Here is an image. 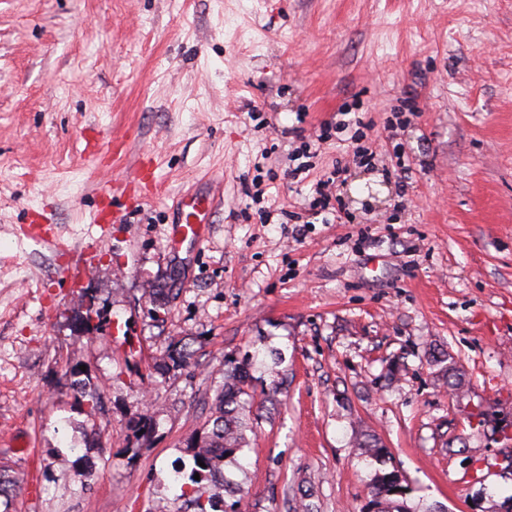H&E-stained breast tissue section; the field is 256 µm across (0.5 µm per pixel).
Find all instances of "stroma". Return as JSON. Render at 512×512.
I'll return each instance as SVG.
<instances>
[{"mask_svg": "<svg viewBox=\"0 0 512 512\" xmlns=\"http://www.w3.org/2000/svg\"><path fill=\"white\" fill-rule=\"evenodd\" d=\"M357 105L375 166L323 123ZM415 114H406L407 105ZM123 155L106 156L109 138ZM315 141L295 182L288 153ZM410 167L386 174L394 148ZM346 164L347 224H307ZM149 166L157 194L124 188ZM265 190L251 201L245 188ZM116 193L100 194L102 184ZM215 196L202 244L179 198ZM118 221L100 230L98 208ZM45 209L83 274L20 231ZM189 347L186 367L154 365ZM256 434L242 512H368L379 438L414 512L512 505V0H0V463L13 512H150L226 359ZM461 379L450 385L451 375ZM91 378L89 413L71 382ZM151 419L144 437L131 428ZM94 458L86 492L68 474ZM19 485H17V481L13 475H11V470L6 465H0V508L1 505L4 509L1 512H9L10 506L14 500V497L19 492ZM1 498L3 500L1 501Z\"/></svg>", "mask_w": 512, "mask_h": 512, "instance_id": "35a3bbf8", "label": "stroma"}]
</instances>
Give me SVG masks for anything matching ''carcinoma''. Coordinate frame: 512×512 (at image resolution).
Masks as SVG:
<instances>
[{
	"label": "carcinoma",
	"mask_w": 512,
	"mask_h": 512,
	"mask_svg": "<svg viewBox=\"0 0 512 512\" xmlns=\"http://www.w3.org/2000/svg\"><path fill=\"white\" fill-rule=\"evenodd\" d=\"M190 356L187 346H175L156 363L155 369L166 374L184 366ZM254 359L256 356L248 355L240 361H224V377L213 385L210 419L195 441L187 445V458L179 460L173 468V486L179 491L177 498L186 504L184 512H241L240 501L229 505L224 502V494L214 487L212 477L224 471V462L236 461L246 445L247 433L255 432L254 421L246 416V408L253 399L249 368ZM74 393L90 409L97 406L96 389L91 387L90 380L77 381ZM368 447L381 465L369 485L370 508L378 512H411L406 506L408 485L397 470L384 468L387 449L379 447L375 438L368 441ZM201 461L204 462L202 467L199 466ZM196 474L200 479H194ZM18 492L19 485L11 470L0 465V506L3 507L0 512H10Z\"/></svg>",
	"instance_id": "obj_1"
}]
</instances>
